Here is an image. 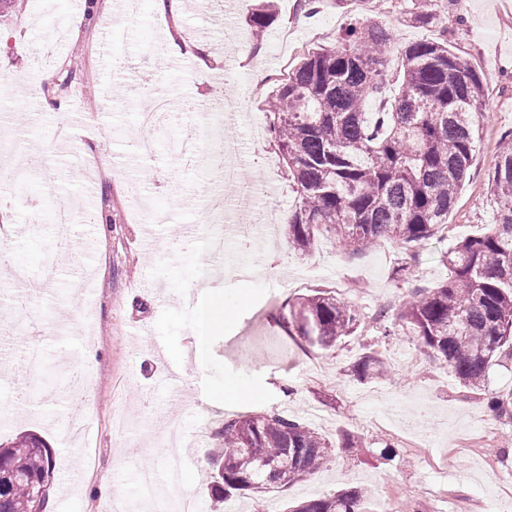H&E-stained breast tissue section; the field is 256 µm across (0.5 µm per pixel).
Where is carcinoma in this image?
<instances>
[{
    "label": "carcinoma",
    "mask_w": 512,
    "mask_h": 512,
    "mask_svg": "<svg viewBox=\"0 0 512 512\" xmlns=\"http://www.w3.org/2000/svg\"><path fill=\"white\" fill-rule=\"evenodd\" d=\"M407 18L429 25L433 0H412ZM275 19L272 0L250 17L256 36ZM390 35L377 24L349 28L339 45L305 54L278 86L266 112L267 131L296 194L288 244L308 253L329 236L362 250L383 240L418 248L448 223V213L473 164L480 139L485 86L463 57L448 50L445 33L401 51L398 93L381 112L366 101L387 82ZM488 183L496 223L448 253V280L415 287L391 319H374L384 336H415L429 356L459 383L486 392L498 416L512 411V392L486 391L491 368L512 358V132L502 135ZM282 320L314 347L330 349L355 333L360 315L336 293L319 289L288 309ZM382 357H360L351 373L361 380L386 377ZM212 495L284 491L317 472L332 443L307 424L279 414L254 413L224 421L213 433ZM54 451L35 433L0 442V512H31L34 484L54 474ZM363 493L341 490L306 500L292 512H360Z\"/></svg>",
    "instance_id": "carcinoma-1"
}]
</instances>
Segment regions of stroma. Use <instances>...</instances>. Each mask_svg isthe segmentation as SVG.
Segmentation results:
<instances>
[{"instance_id": "35a3bbf8", "label": "stroma", "mask_w": 512, "mask_h": 512, "mask_svg": "<svg viewBox=\"0 0 512 512\" xmlns=\"http://www.w3.org/2000/svg\"><path fill=\"white\" fill-rule=\"evenodd\" d=\"M112 12L87 15V0H5L0 6V92L14 101L0 112V147L11 155L35 160L26 187L12 189L5 213L17 229L14 262L30 271L24 293L49 322L74 321L83 303L73 282L82 273L97 274L92 293L97 301L95 360L83 364L84 346L62 330L28 335L17 327L12 337L19 354L0 357V438L16 429L33 430L54 450L56 479L68 481V494L53 490L48 512H108L111 503L137 502L139 471L149 467L166 478L170 452L159 437L170 417L182 420L188 446L181 451L184 481L180 493L193 495L200 512H211L207 468L196 451L213 447L212 434L224 420L254 412H275L307 419L309 426L334 445L331 460L306 481L283 492L231 498L236 512H285L288 505L359 487L370 512H482L485 498L505 488L512 492V419L495 416L485 395L464 388L442 365L431 362L425 348L409 336H380L374 313H396L408 291L432 287L448 278L444 258L463 238L485 231L496 219L497 205L488 188V172L500 138L512 130V26L503 25L502 0H443L439 22L423 26L405 18L409 0H321L317 13L298 10L296 0H276L277 19L263 37L248 24L254 0H184L178 19L163 15L156 0H140L137 20L126 21L121 5ZM371 19L385 28L394 47L438 37L468 57L478 71L495 68L486 85L481 135L470 177L462 186L444 230L419 250L411 263L401 245L385 240L362 252H349L320 239L306 255L292 251L285 232L274 243L256 238L235 241L225 232L221 273L198 283L207 261L199 240L182 246L184 227L198 224L203 203L218 191L221 170L210 164L211 143L199 139L194 160L179 156L189 127L203 128V115L215 99L234 113L225 139L240 151L246 184L256 205L284 216L294 208L288 176L266 130L263 104L278 86L277 74L304 52L336 44L356 19ZM111 20L112 52L125 59L126 81L114 79L99 50L104 20ZM79 30L61 44L56 28ZM189 44H204L216 57L211 81L202 83L195 69L178 73L169 61L145 54L159 46L167 29ZM77 66L84 80L80 96L60 91L30 93L32 78L51 82L66 67ZM266 79L255 82V70ZM154 88L192 104L195 115L175 111L162 118L161 145L152 159L140 157L138 139L146 132L136 124L144 80ZM119 91V103L104 112L100 91ZM87 169L98 194L112 201L113 227L78 224L74 239L92 234L93 254L58 253L54 279H44L47 251L55 238L47 219L53 193L68 192L83 202L84 184L77 173ZM149 207L174 213L172 221L147 224L135 219L136 197ZM408 265L396 280L394 270ZM330 289L359 312L360 326L336 347L319 352L297 331L285 328L281 315L299 298ZM222 297L223 327L206 330L198 308ZM206 340L204 364L195 361L198 338ZM41 351L42 363L30 369L23 352ZM369 348L391 367L385 379L358 381L349 368ZM320 354L321 382L303 374L307 356ZM416 365H407V357ZM84 365L94 382L91 399L99 407L89 425L88 447L95 451L92 478H82L83 449L70 446L65 404L50 400L43 383L48 372L68 376ZM181 372L176 388L164 385V373ZM292 394H285V387ZM241 389L238 398L210 405L212 392ZM319 416H305L307 407ZM133 419L132 434L112 433V412ZM359 447L342 448L343 434ZM395 449L381 455L384 444Z\"/></svg>"}]
</instances>
